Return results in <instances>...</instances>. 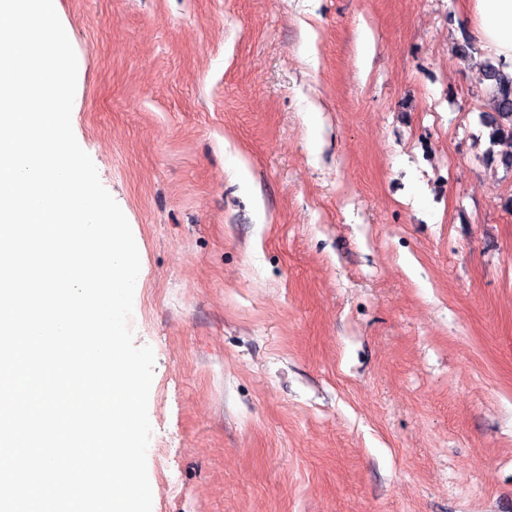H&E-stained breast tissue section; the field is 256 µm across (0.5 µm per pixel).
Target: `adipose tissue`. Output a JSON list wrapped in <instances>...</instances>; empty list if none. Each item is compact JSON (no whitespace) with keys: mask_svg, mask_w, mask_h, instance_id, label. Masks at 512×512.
Masks as SVG:
<instances>
[{"mask_svg":"<svg viewBox=\"0 0 512 512\" xmlns=\"http://www.w3.org/2000/svg\"><path fill=\"white\" fill-rule=\"evenodd\" d=\"M482 50L512 67V0H472Z\"/></svg>","mask_w":512,"mask_h":512,"instance_id":"ef3b65f1","label":"adipose tissue"}]
</instances>
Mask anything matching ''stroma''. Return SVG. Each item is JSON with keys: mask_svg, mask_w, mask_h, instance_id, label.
Segmentation results:
<instances>
[{"mask_svg": "<svg viewBox=\"0 0 512 512\" xmlns=\"http://www.w3.org/2000/svg\"><path fill=\"white\" fill-rule=\"evenodd\" d=\"M59 18L140 254L152 512H512V169L469 0Z\"/></svg>", "mask_w": 512, "mask_h": 512, "instance_id": "1", "label": "stroma"}]
</instances>
